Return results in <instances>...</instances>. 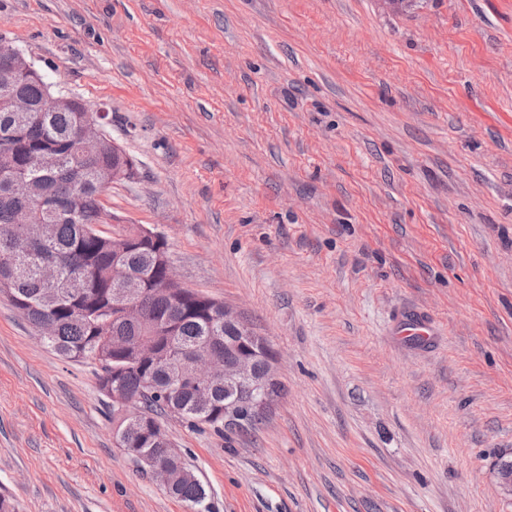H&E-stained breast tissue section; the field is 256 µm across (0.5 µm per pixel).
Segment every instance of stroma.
I'll return each mask as SVG.
<instances>
[{
	"instance_id": "stroma-1",
	"label": "stroma",
	"mask_w": 512,
	"mask_h": 512,
	"mask_svg": "<svg viewBox=\"0 0 512 512\" xmlns=\"http://www.w3.org/2000/svg\"><path fill=\"white\" fill-rule=\"evenodd\" d=\"M0 36L133 158L113 232L278 357L259 431L162 419L211 512H512V0H0ZM412 313L432 343L394 336ZM97 371L0 296V494L188 512Z\"/></svg>"
}]
</instances>
